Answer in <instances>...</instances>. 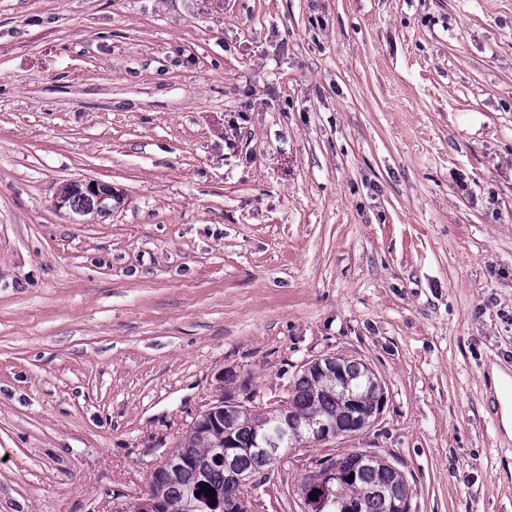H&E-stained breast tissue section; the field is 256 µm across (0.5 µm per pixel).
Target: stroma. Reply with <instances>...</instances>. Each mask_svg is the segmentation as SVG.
I'll use <instances>...</instances> for the list:
<instances>
[{"mask_svg":"<svg viewBox=\"0 0 512 512\" xmlns=\"http://www.w3.org/2000/svg\"><path fill=\"white\" fill-rule=\"evenodd\" d=\"M328 354L383 412L256 512L361 448L412 512H512V0H0V512H112L224 370ZM96 184V188H93ZM67 189V191H65ZM65 192H59L55 197V207L57 210L69 212L68 195L69 191L78 193L86 197L93 203L94 210L111 211L112 210V186L111 184L94 179H76L68 184V188H63ZM490 379L492 390L494 391L496 397L502 404L503 407V427L505 430V434L508 438L512 439V411H511V422L508 414L507 403L504 401L502 397V389L508 382V377L501 372L496 366L491 368L490 371Z\"/></svg>","mask_w":512,"mask_h":512,"instance_id":"obj_1","label":"stroma"}]
</instances>
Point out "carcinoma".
Instances as JSON below:
<instances>
[{
	"label": "carcinoma",
	"mask_w": 512,
	"mask_h": 512,
	"mask_svg": "<svg viewBox=\"0 0 512 512\" xmlns=\"http://www.w3.org/2000/svg\"><path fill=\"white\" fill-rule=\"evenodd\" d=\"M344 380L341 384L301 368L288 385L287 397L301 419L332 420L341 436L350 437L364 429L359 412L346 410L344 397L354 395L369 402L372 399L365 363L342 359ZM206 415L193 421L170 460L151 471L138 512H248L247 499L235 504L227 499V471L224 449L229 441L239 450L236 467L248 474L260 475L270 466L269 457L256 449L268 441L277 443L284 453L298 447L305 438L282 429L279 409L263 405L247 419H227L231 413L224 399ZM327 469L339 474L331 482L322 512H347V505L356 512H390V496L408 498L412 490L404 475L394 470L386 457L369 450H357L344 456L327 455L319 459ZM212 488L211 495L204 489Z\"/></svg>",
	"instance_id": "carcinoma-1"
}]
</instances>
